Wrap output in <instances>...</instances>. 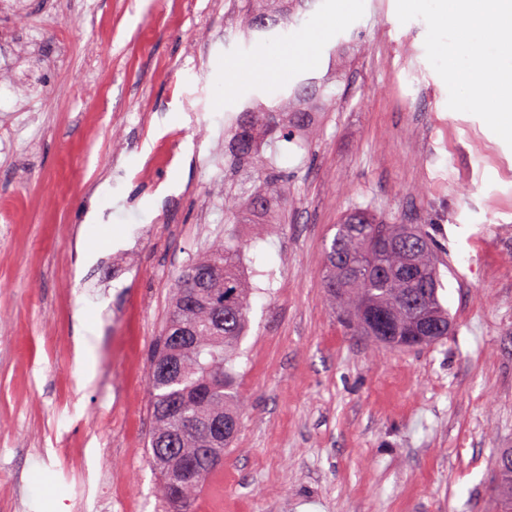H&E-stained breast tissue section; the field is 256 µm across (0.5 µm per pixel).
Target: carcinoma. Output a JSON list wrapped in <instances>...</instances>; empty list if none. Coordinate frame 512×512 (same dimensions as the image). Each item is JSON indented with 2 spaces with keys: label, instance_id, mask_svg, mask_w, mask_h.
Instances as JSON below:
<instances>
[{
  "label": "carcinoma",
  "instance_id": "obj_1",
  "mask_svg": "<svg viewBox=\"0 0 512 512\" xmlns=\"http://www.w3.org/2000/svg\"><path fill=\"white\" fill-rule=\"evenodd\" d=\"M314 0H239L246 35L283 29L298 22ZM261 17L264 22L256 23ZM342 81L337 63L322 76H311L272 95L252 101L235 117L227 153L251 187L232 196L224 192V223L255 224L288 192V181L266 149L278 143L301 145L299 133L316 113L328 112L337 100L334 86ZM386 227L394 235L414 234L420 252L390 248L377 252L375 231ZM242 246H214L205 257L189 263L172 287V300L147 384L151 396V459L160 474L158 498L174 512H190L213 472L224 462V450L239 432L242 409L232 362L248 331L250 298L239 268ZM325 293L336 316L349 331L392 349L435 344L451 330L448 308L441 296L442 280L429 234L413 224H388L363 209L348 213L336 225L325 246ZM174 357L179 371L157 373L159 361ZM224 419V440L216 442L205 427ZM179 435L180 458L196 462L202 475L193 481L176 479L179 458L167 452V441ZM512 448L496 457L498 512H512Z\"/></svg>",
  "mask_w": 512,
  "mask_h": 512
}]
</instances>
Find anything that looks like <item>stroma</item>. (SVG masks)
<instances>
[{
    "instance_id": "stroma-1",
    "label": "stroma",
    "mask_w": 512,
    "mask_h": 512,
    "mask_svg": "<svg viewBox=\"0 0 512 512\" xmlns=\"http://www.w3.org/2000/svg\"><path fill=\"white\" fill-rule=\"evenodd\" d=\"M335 4L249 37L236 0L0 12V512H169L149 358L174 280L220 239L244 246L254 289L234 363L245 411L192 512H494L512 448V147L448 108L423 20L358 0L322 31ZM291 41L322 72L350 45L336 107L304 147L279 144L284 205L225 225L229 118L306 71L236 85L230 65ZM164 148L172 161L140 178ZM355 209L432 237L446 339L390 350L338 323L324 247Z\"/></svg>"
}]
</instances>
